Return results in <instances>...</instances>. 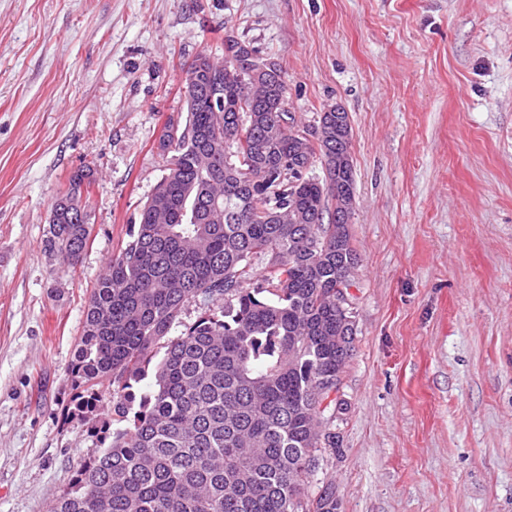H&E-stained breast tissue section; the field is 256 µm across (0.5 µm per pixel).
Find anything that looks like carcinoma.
<instances>
[{
  "label": "carcinoma",
  "instance_id": "1",
  "mask_svg": "<svg viewBox=\"0 0 512 512\" xmlns=\"http://www.w3.org/2000/svg\"><path fill=\"white\" fill-rule=\"evenodd\" d=\"M185 89L164 173L90 294L68 369L64 416L101 450L50 512H338L336 485L311 479L345 405L322 386L355 351L336 306L357 265L336 223L354 195L352 161L336 164L349 117L302 127L284 78L255 82L227 57L205 56ZM317 162L329 176L308 175ZM91 184L89 167L69 177L42 239L72 267Z\"/></svg>",
  "mask_w": 512,
  "mask_h": 512
}]
</instances>
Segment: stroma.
<instances>
[{
	"instance_id": "obj_1",
	"label": "stroma",
	"mask_w": 512,
	"mask_h": 512,
	"mask_svg": "<svg viewBox=\"0 0 512 512\" xmlns=\"http://www.w3.org/2000/svg\"><path fill=\"white\" fill-rule=\"evenodd\" d=\"M276 59L352 127L355 352L340 512H512V0H0V512H48L98 449L63 422L88 296L162 175L188 65ZM90 167L88 245L42 250Z\"/></svg>"
}]
</instances>
